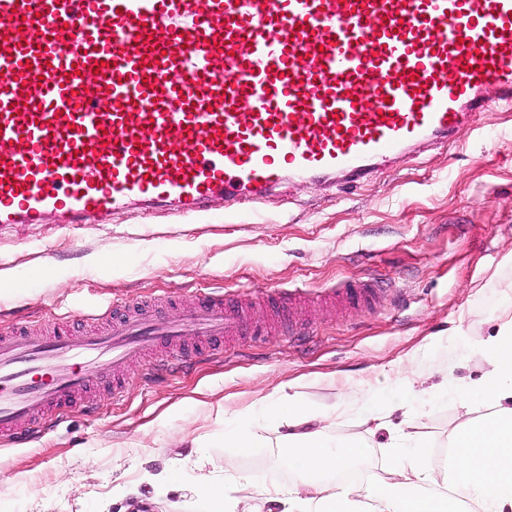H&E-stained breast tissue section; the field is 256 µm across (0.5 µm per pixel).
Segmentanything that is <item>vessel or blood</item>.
Listing matches in <instances>:
<instances>
[{"mask_svg": "<svg viewBox=\"0 0 512 512\" xmlns=\"http://www.w3.org/2000/svg\"><path fill=\"white\" fill-rule=\"evenodd\" d=\"M512 105V0H0V226L266 201L289 179L355 187ZM344 306L378 303L342 281ZM81 312L0 333V441L62 422L130 359L178 366L247 329L242 298Z\"/></svg>", "mask_w": 512, "mask_h": 512, "instance_id": "obj_1", "label": "vessel or blood"}]
</instances>
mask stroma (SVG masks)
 I'll list each match as a JSON object with an SVG mask.
<instances>
[{"label": "stroma", "instance_id": "35a3bbf8", "mask_svg": "<svg viewBox=\"0 0 512 512\" xmlns=\"http://www.w3.org/2000/svg\"><path fill=\"white\" fill-rule=\"evenodd\" d=\"M113 265L101 267L99 257ZM0 330L43 331L54 316L116 302L192 301L279 286L306 289L308 321L296 336L243 335L221 356L141 379L127 364L118 396L101 391L93 412L74 408L28 445L0 444V512H29L31 486L55 512H139V498H113L112 454L145 446V468L174 471L193 497L194 438L208 435L214 469L232 463L258 481L290 485L276 437L240 450L224 445L247 409L286 391L308 404L353 402L362 410L327 422L330 436L368 438L371 476L389 463L387 432L367 436L374 416L419 420L427 453L443 468L458 424L452 390L486 365L476 345L499 310L512 311V107L490 106L453 144L435 143L383 165L355 188L321 181L282 184L264 204L189 216L122 213L67 230L52 224L0 228ZM344 279L384 289L379 304L326 313L322 289ZM152 425L150 436L141 428Z\"/></svg>", "mask_w": 512, "mask_h": 512}]
</instances>
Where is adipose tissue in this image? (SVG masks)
<instances>
[{
	"label": "adipose tissue",
	"instance_id": "adipose-tissue-1",
	"mask_svg": "<svg viewBox=\"0 0 512 512\" xmlns=\"http://www.w3.org/2000/svg\"><path fill=\"white\" fill-rule=\"evenodd\" d=\"M493 335L480 345L488 369L474 385L455 390L459 424L449 439L450 461L436 473L425 454L415 451L417 426L396 430L389 474L367 486L336 484L344 467L366 453L354 437L330 441L318 419H335L336 408L316 410L297 395L284 394L262 414H242L241 428L229 436L230 447L247 449L259 440L260 418L274 419L280 430L283 463L296 482L283 488L261 484L245 472L209 469L207 457L195 462L197 497L175 502L176 512H512V315L497 317ZM149 486L152 499L169 497L178 486L169 473H153L138 454L117 457L112 493L139 494Z\"/></svg>",
	"mask_w": 512,
	"mask_h": 512
}]
</instances>
